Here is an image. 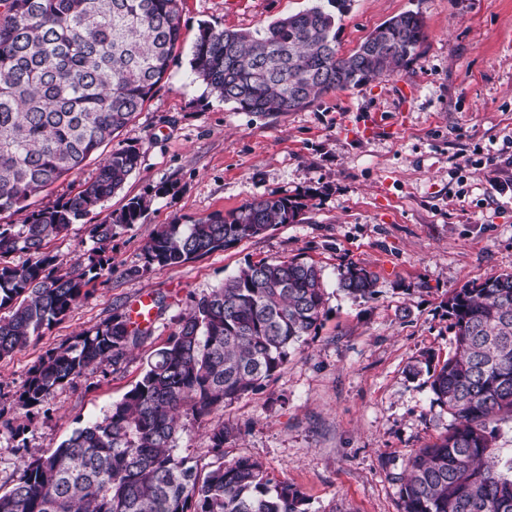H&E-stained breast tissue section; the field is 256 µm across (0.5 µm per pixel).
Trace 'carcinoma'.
<instances>
[{
    "label": "carcinoma",
    "mask_w": 512,
    "mask_h": 512,
    "mask_svg": "<svg viewBox=\"0 0 512 512\" xmlns=\"http://www.w3.org/2000/svg\"><path fill=\"white\" fill-rule=\"evenodd\" d=\"M180 0H0V215L102 157L94 180L66 199L0 224V359L27 347L91 293L109 265L114 227L140 223L147 200L102 215L139 164L133 147L101 149L133 121L166 76L181 39ZM351 0H327L255 31L203 24L191 71L209 93L241 112H293L318 96L390 75L425 39L416 12L377 27L350 55L336 48V22ZM304 205L268 195L226 215L161 226L145 262L191 259L294 224ZM89 222L87 261L55 265L47 240ZM28 255L13 264V253ZM377 276L350 262L338 287L376 293ZM322 270L297 257L247 263L192 300L178 328L146 361L139 380L100 421L75 429L53 451L22 461L0 512H307L296 487L274 481L251 458L224 460L239 430L210 432L205 469L175 453L182 416L200 420L248 396L316 332ZM455 349L428 371L451 423L413 456L400 478V512H512V448L495 447L512 422V273L448 296ZM149 335L129 312L49 350L19 395L42 404L85 371L116 364Z\"/></svg>",
    "instance_id": "obj_1"
}]
</instances>
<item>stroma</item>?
<instances>
[{
    "label": "stroma",
    "mask_w": 512,
    "mask_h": 512,
    "mask_svg": "<svg viewBox=\"0 0 512 512\" xmlns=\"http://www.w3.org/2000/svg\"><path fill=\"white\" fill-rule=\"evenodd\" d=\"M314 0H181L182 45L135 120L112 142L136 148L137 169L104 204L144 197L140 223L117 227L112 270L61 323L0 361V488L23 460L46 453L74 429L102 419L135 385L192 299L247 263L298 257L321 268L325 305L315 335L262 389L209 417H185L179 455L211 457L210 430L239 436L227 458L249 457L294 485L308 512H400L408 460L449 423L425 371L454 348L447 302L463 285L512 272V0H352L336 23L341 54L407 11L426 37L393 75L329 92L294 112H239L190 68L200 24L252 31ZM99 165L34 195L43 207L90 183ZM276 194L305 208L295 224L193 259L148 267L143 249L165 224H191ZM92 246L85 224L48 241L59 267ZM355 262L378 277L374 296L340 290ZM160 302L150 334L114 365L56 389L43 405L17 398L47 349L124 312L139 296ZM420 375H412L411 367Z\"/></svg>",
    "instance_id": "35a3bbf8"
}]
</instances>
